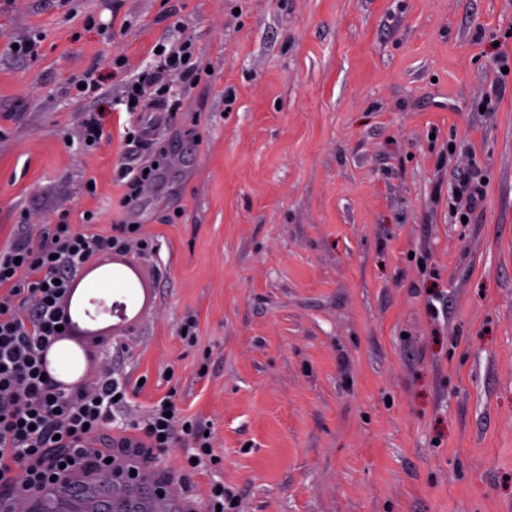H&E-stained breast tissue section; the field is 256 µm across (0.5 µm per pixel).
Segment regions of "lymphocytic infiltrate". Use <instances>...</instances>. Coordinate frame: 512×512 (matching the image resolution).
Returning <instances> with one entry per match:
<instances>
[{"label":"lymphocytic infiltrate","mask_w":512,"mask_h":512,"mask_svg":"<svg viewBox=\"0 0 512 512\" xmlns=\"http://www.w3.org/2000/svg\"><path fill=\"white\" fill-rule=\"evenodd\" d=\"M191 56L185 42L155 54L127 85L126 112L166 109L161 93L168 77L180 76L188 84L198 78L188 63ZM131 240L142 252L155 250L136 224H116L111 233L100 234L76 232L63 221L40 225L34 235L22 231L0 250V286L8 288L0 297V487L8 493L41 491L61 465L76 462L88 470L110 452L137 459L182 442L194 450L191 471L212 457L207 424L182 416L171 397L157 401L134 427L116 425L127 404L128 381L112 367L100 369L88 389L47 374V352L66 323L72 272ZM107 428L112 431L107 449L92 447V439Z\"/></svg>","instance_id":"obj_1"}]
</instances>
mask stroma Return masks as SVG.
I'll list each match as a JSON object with an SVG mask.
<instances>
[{
  "mask_svg": "<svg viewBox=\"0 0 512 512\" xmlns=\"http://www.w3.org/2000/svg\"><path fill=\"white\" fill-rule=\"evenodd\" d=\"M159 146L121 103L171 28ZM40 35L39 54L10 52ZM512 0H0V249L24 225H140L112 252L135 295L82 376L129 380L135 424L165 396L213 460L151 469L235 512H512ZM124 55L125 70L109 65ZM95 71L79 102L72 84ZM506 92L485 105L492 85ZM104 135L81 143L85 111ZM162 158L135 206L128 155ZM484 178L469 223L457 179ZM193 321V339L182 335ZM206 376H199L200 364Z\"/></svg>",
  "mask_w": 512,
  "mask_h": 512,
  "instance_id": "stroma-1",
  "label": "stroma"
}]
</instances>
